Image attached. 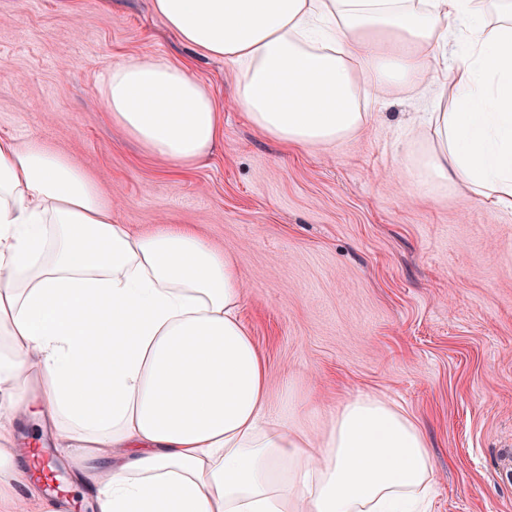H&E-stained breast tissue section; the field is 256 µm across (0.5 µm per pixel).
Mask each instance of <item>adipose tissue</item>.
I'll use <instances>...</instances> for the list:
<instances>
[{"label": "adipose tissue", "mask_w": 512, "mask_h": 512, "mask_svg": "<svg viewBox=\"0 0 512 512\" xmlns=\"http://www.w3.org/2000/svg\"><path fill=\"white\" fill-rule=\"evenodd\" d=\"M201 56L237 76L234 101L286 147L362 131L366 86L443 75L416 158L512 212V0H153ZM113 120L149 154L194 166L219 135L213 93L154 56L112 65ZM244 279L193 229L132 233L66 157L0 138V415L52 424L94 457L120 449L100 512H429L419 421L380 394L299 422L291 391L239 317ZM38 404H31V396Z\"/></svg>", "instance_id": "adipose-tissue-1"}]
</instances>
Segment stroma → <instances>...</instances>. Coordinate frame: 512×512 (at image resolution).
I'll return each mask as SVG.
<instances>
[{
  "label": "stroma",
  "mask_w": 512,
  "mask_h": 512,
  "mask_svg": "<svg viewBox=\"0 0 512 512\" xmlns=\"http://www.w3.org/2000/svg\"><path fill=\"white\" fill-rule=\"evenodd\" d=\"M153 0H0V137L65 154L136 234L195 229L244 278L240 319L269 391L292 390L320 429L340 399L382 393L412 413L435 468L432 512H512V213L424 183L408 134L442 81L370 92L372 118L332 147L286 148L234 102V70L187 48ZM151 54L214 94L221 135L178 167L106 112L99 80ZM108 452L69 474L66 512Z\"/></svg>",
  "instance_id": "1"
}]
</instances>
